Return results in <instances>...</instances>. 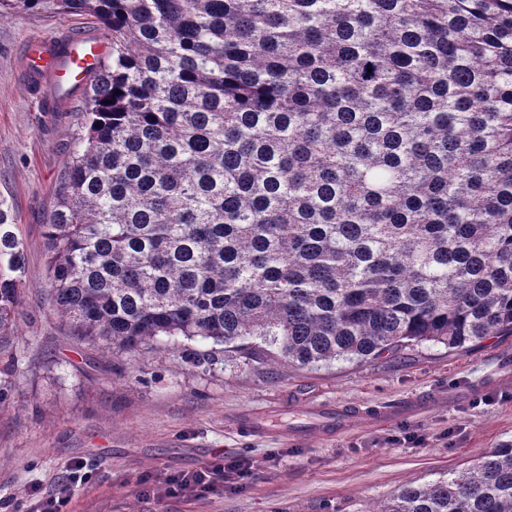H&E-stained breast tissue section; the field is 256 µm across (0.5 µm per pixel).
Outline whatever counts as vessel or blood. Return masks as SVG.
I'll return each instance as SVG.
<instances>
[{
    "instance_id": "vessel-or-blood-1",
    "label": "vessel or blood",
    "mask_w": 512,
    "mask_h": 512,
    "mask_svg": "<svg viewBox=\"0 0 512 512\" xmlns=\"http://www.w3.org/2000/svg\"><path fill=\"white\" fill-rule=\"evenodd\" d=\"M106 46L97 35L80 33L69 38L36 37L28 40L20 53L18 69L22 87L31 94L45 93L47 103L65 102L71 93L86 85L95 75L97 58L103 57ZM273 414L245 415L241 426L248 433L262 435L278 424ZM351 412L340 409L327 414L321 408L308 410L305 421L290 427L291 436L304 434L331 436L349 427Z\"/></svg>"
}]
</instances>
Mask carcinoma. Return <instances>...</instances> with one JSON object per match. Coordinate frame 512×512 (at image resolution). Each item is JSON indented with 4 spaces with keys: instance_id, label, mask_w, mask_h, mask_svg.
I'll list each match as a JSON object with an SVG mask.
<instances>
[{
    "instance_id": "cac0c4a2",
    "label": "carcinoma",
    "mask_w": 512,
    "mask_h": 512,
    "mask_svg": "<svg viewBox=\"0 0 512 512\" xmlns=\"http://www.w3.org/2000/svg\"><path fill=\"white\" fill-rule=\"evenodd\" d=\"M55 6L112 40L44 225L73 335L301 368L512 335V0ZM22 255L0 211V401ZM368 512H512V442Z\"/></svg>"
}]
</instances>
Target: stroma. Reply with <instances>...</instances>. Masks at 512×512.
Instances as JSON below:
<instances>
[{"label":"stroma","mask_w":512,"mask_h":512,"mask_svg":"<svg viewBox=\"0 0 512 512\" xmlns=\"http://www.w3.org/2000/svg\"><path fill=\"white\" fill-rule=\"evenodd\" d=\"M72 30L102 27L53 8L0 23V209L24 253L15 387L0 403V512H25L27 492L53 487L74 461L91 479L75 489L72 512H366L512 440V336L465 352L423 344L361 366L225 357L207 370L185 358L206 343L180 336L160 337L154 355L71 336L44 288L43 226L84 118L74 106L43 111L16 59L29 36ZM409 403L415 411L399 413ZM314 405L396 415L327 439L278 428L256 437L237 424L244 411L293 416ZM403 431L422 444L399 441ZM222 456L247 459L251 477L205 498L141 495L144 479L161 483Z\"/></svg>","instance_id":"obj_1"}]
</instances>
